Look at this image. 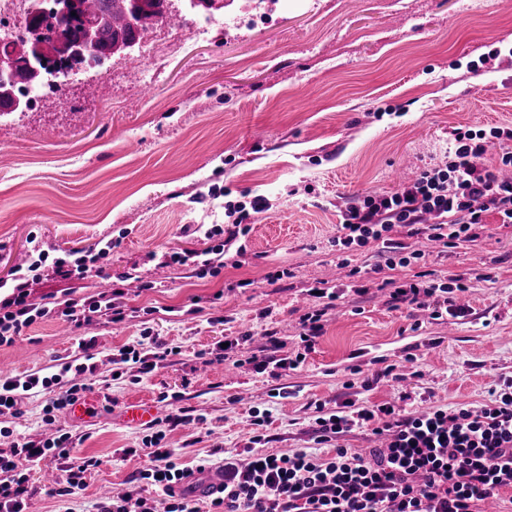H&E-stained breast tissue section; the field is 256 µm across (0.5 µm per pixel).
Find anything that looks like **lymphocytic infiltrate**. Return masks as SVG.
<instances>
[{"instance_id": "lymphocytic-infiltrate-1", "label": "lymphocytic infiltrate", "mask_w": 512, "mask_h": 512, "mask_svg": "<svg viewBox=\"0 0 512 512\" xmlns=\"http://www.w3.org/2000/svg\"><path fill=\"white\" fill-rule=\"evenodd\" d=\"M454 144L445 165L420 172L410 183L392 193H374L354 200L341 213L335 243L345 248L382 243L387 268L406 267L423 260L421 250L391 238L394 227L406 228L409 238L427 237L447 247L476 241V228L488 215L501 225L512 224V180L501 178L502 168H512V130L454 129ZM498 143L494 163H483L487 138ZM265 202L254 197L249 205L226 203L230 227L203 229L205 238L223 235L222 245L209 256L196 252L172 254V262L193 265L197 278L218 276L224 252L251 227L248 212H261ZM51 264L63 280L84 278L88 266L78 249L48 259L45 253L31 258L25 272L0 278V347L14 344L35 322L53 316L74 326L94 317L123 322L127 313L110 293L96 297L36 300L29 288L38 281L44 264ZM457 274L420 273L415 282L393 289V303L429 309L434 320L459 318L465 310L455 300L463 291ZM342 291L320 288L313 304L299 318L302 352L295 357H249L248 365L273 377L296 370L314 350L323 332V318L341 299ZM94 339H80L55 373L32 372L25 376H0V416L19 417L32 391L46 397L45 423L86 393L84 375H94ZM178 348L159 337L142 334L140 340L119 348L112 357V371L136 383L152 373L158 363L178 355ZM314 441L326 444L353 429L383 437L382 447L362 454L348 448L321 456L306 450L291 454L249 452L224 465V489L209 499L212 512H483V503L512 491V380H503L490 405L479 409L457 407L407 412L383 404L374 407L321 413L315 419ZM0 438L10 440L9 452H0V512H31V475L49 456L69 458L74 446L71 431L56 429L50 437L33 442L16 437L13 428L0 427ZM165 434L145 435L147 463L137 472L138 481L154 487L155 495L136 490H116L95 505V512H201L188 468L178 463Z\"/></svg>"}]
</instances>
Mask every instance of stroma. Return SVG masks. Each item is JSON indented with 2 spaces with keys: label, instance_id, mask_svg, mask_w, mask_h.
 <instances>
[{
  "label": "stroma",
  "instance_id": "stroma-1",
  "mask_svg": "<svg viewBox=\"0 0 512 512\" xmlns=\"http://www.w3.org/2000/svg\"><path fill=\"white\" fill-rule=\"evenodd\" d=\"M167 3L168 24L149 29L140 50L0 119V277L33 249L54 257L108 240L95 273L64 281L44 266L33 296L93 297L106 280L132 311L78 329L44 319L0 347V372L21 375L55 365L78 338L95 341L88 385L99 404L88 422L60 412L47 425L40 393L24 416L0 418L35 442L71 428L74 457L104 460L62 498L68 463L46 458L34 512H91L130 486L143 461L122 451L141 447L144 430L120 413L143 396L157 419L190 415L165 442L192 467L217 446L243 452L255 410L269 417L264 451L290 454L311 446L316 404L478 408L512 377V227L488 217L475 242H422L424 266L393 271L378 267L380 243L333 242L347 203L444 163L454 128H512V0H224L209 19L190 0ZM258 195L267 208L250 214L245 250L229 249L218 277L170 262L206 248L190 225L227 224L226 201ZM422 269L462 276L468 316L393 305L385 282ZM322 282L349 294L287 377L210 359L246 331L234 359L296 355L307 291ZM361 285L366 294H353ZM146 330L179 355L140 383L113 381V351ZM401 361L409 378L384 376ZM163 391L181 398L160 400Z\"/></svg>",
  "mask_w": 512,
  "mask_h": 512
}]
</instances>
